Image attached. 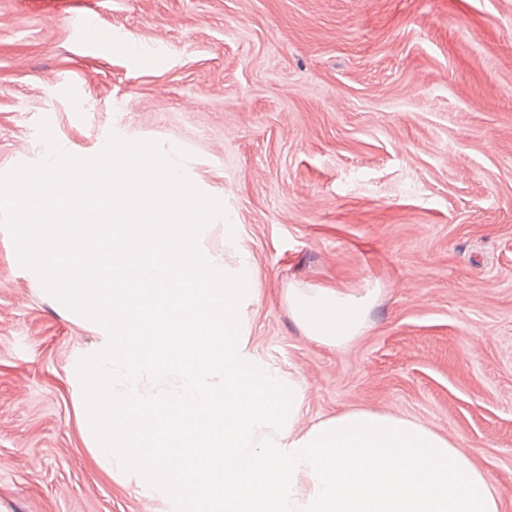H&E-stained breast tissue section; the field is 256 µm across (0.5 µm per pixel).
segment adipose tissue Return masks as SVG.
<instances>
[{
	"mask_svg": "<svg viewBox=\"0 0 512 512\" xmlns=\"http://www.w3.org/2000/svg\"><path fill=\"white\" fill-rule=\"evenodd\" d=\"M372 291L345 293L334 288L289 287L288 309L306 336L334 347L352 342L364 330Z\"/></svg>",
	"mask_w": 512,
	"mask_h": 512,
	"instance_id": "1",
	"label": "adipose tissue"
}]
</instances>
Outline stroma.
Segmentation results:
<instances>
[{"label":"stroma","instance_id":"1","mask_svg":"<svg viewBox=\"0 0 512 512\" xmlns=\"http://www.w3.org/2000/svg\"><path fill=\"white\" fill-rule=\"evenodd\" d=\"M44 123L75 156L178 151L223 194L247 347L303 388L300 429L419 421L512 512V0H0V174L46 156ZM291 285L374 290L364 332L310 339ZM97 341L0 228V512H167L93 458L70 367Z\"/></svg>","mask_w":512,"mask_h":512}]
</instances>
